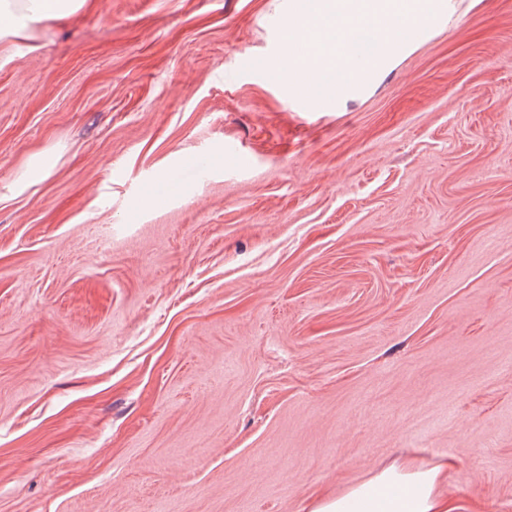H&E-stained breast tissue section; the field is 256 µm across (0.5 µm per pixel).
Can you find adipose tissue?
Returning <instances> with one entry per match:
<instances>
[{
    "instance_id": "adipose-tissue-1",
    "label": "adipose tissue",
    "mask_w": 512,
    "mask_h": 512,
    "mask_svg": "<svg viewBox=\"0 0 512 512\" xmlns=\"http://www.w3.org/2000/svg\"><path fill=\"white\" fill-rule=\"evenodd\" d=\"M78 0H0V41L18 26L37 30L66 17ZM444 466L391 465L345 493L318 500L310 512H461L447 492Z\"/></svg>"
}]
</instances>
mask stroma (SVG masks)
Here are the masks:
<instances>
[{"label":"stroma","mask_w":512,"mask_h":512,"mask_svg":"<svg viewBox=\"0 0 512 512\" xmlns=\"http://www.w3.org/2000/svg\"><path fill=\"white\" fill-rule=\"evenodd\" d=\"M287 17L85 0L0 60V512H310L405 460L512 512V0L325 108Z\"/></svg>","instance_id":"stroma-1"}]
</instances>
